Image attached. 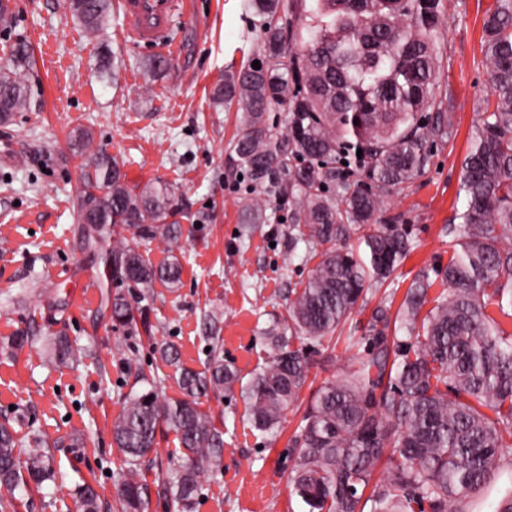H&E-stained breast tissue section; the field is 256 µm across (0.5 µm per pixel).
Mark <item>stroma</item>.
Wrapping results in <instances>:
<instances>
[{
  "label": "stroma",
  "mask_w": 512,
  "mask_h": 512,
  "mask_svg": "<svg viewBox=\"0 0 512 512\" xmlns=\"http://www.w3.org/2000/svg\"><path fill=\"white\" fill-rule=\"evenodd\" d=\"M194 17L173 35L184 51L152 72V52L123 42L121 13H113L105 41L89 38L63 0H9L14 35L0 32V55L14 36L32 48L29 74L35 110L0 121V423L19 438L40 435L55 460L56 479L41 490L17 489L12 512H77L74 491L94 483L101 512H122L114 487L123 458L112 442V423L123 396L145 392L155 375L167 397L179 395L175 370L154 352L169 343L183 367L200 371L217 334L224 361L242 381L270 360L263 330L286 317L288 302L320 260L305 243H291L292 202L269 198L266 222L244 225L242 204L251 196L233 143L240 114L214 107L212 93L227 73L261 58L262 20L248 0H192ZM495 0H448L440 44L441 87L454 98L451 137L430 143L424 171L383 200L377 225L395 224L411 249L391 282L373 286L331 341L307 349L311 368L300 396L283 416V431H255L240 394L203 400L223 434L220 457L200 478L193 512H307L290 483L292 436L312 395L346 366L347 337L362 336L385 296L401 303L420 271L446 265L448 226L463 199L461 162L489 92L483 17ZM109 72H100L102 50ZM89 131L93 146L115 157L130 184L162 180L175 192L177 242L157 240L146 254L158 265L178 260L181 284L135 289L107 282L103 265L83 250L74 232L73 199L86 155L70 136ZM94 282L85 293V282ZM119 294L146 308L149 326L129 333L102 314L104 294ZM217 316L209 331L208 316ZM27 336L22 349L6 347ZM68 337L77 353L52 358L55 337ZM177 440L166 436L139 469L147 484L148 512H179L159 499L158 464L176 462Z\"/></svg>",
  "instance_id": "obj_1"
}]
</instances>
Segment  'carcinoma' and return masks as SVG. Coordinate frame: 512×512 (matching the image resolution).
<instances>
[{"instance_id": "obj_1", "label": "carcinoma", "mask_w": 512, "mask_h": 512, "mask_svg": "<svg viewBox=\"0 0 512 512\" xmlns=\"http://www.w3.org/2000/svg\"><path fill=\"white\" fill-rule=\"evenodd\" d=\"M65 5L89 35L109 25L112 0ZM249 8L267 19L259 35L260 68L249 63L226 74L212 96L214 106L242 111L234 151L257 190L244 211L250 220H264V198L286 191L296 200L293 229L309 247L322 248L288 319L263 331L270 364L241 387L251 426L275 436L310 368L308 353L293 341L329 339L370 285L388 280L406 258L402 229L375 227L374 215L384 196L424 169L428 138L451 135L453 98L446 106L437 100L445 0H315L306 11L300 54L289 64L281 0H250ZM483 29L492 100L461 163L464 205L449 227L452 254L435 269L447 290L430 297L434 282L422 272L396 314L387 300L379 302L366 328L367 349L349 337L353 365L320 387L293 439L290 484L308 512H467V498L512 458V332L500 321L512 318V0H496ZM31 69V47L15 41L0 65V120L31 109ZM274 104L289 112L279 136L266 123ZM430 109L436 116L424 126L420 113ZM291 157L303 166L289 169ZM351 157L361 176L356 181L336 167ZM73 206L85 244L112 260V279L136 288L179 286L178 259L155 266L140 252L181 231L168 222L174 215L168 183L131 187L118 162L98 150L85 165ZM357 226L364 229L358 253L344 246ZM104 307L129 330L146 318L121 295L106 297ZM392 329L406 340L390 335ZM157 353L179 369L180 397L153 389L124 396L112 426L126 465L117 494L123 512H145L148 488L135 472L164 428L183 452L182 464L163 476L161 492L181 512H192L200 474L224 446L201 399L233 391L240 377L218 348L202 371L180 367L172 345ZM29 443L23 461L22 441L0 424L1 488H39L54 480L52 456L40 450L37 435ZM76 496L83 512H98L91 484Z\"/></svg>"}]
</instances>
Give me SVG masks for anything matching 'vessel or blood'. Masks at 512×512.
Wrapping results in <instances>:
<instances>
[{"instance_id":"1","label":"vessel or blood","mask_w":512,"mask_h":512,"mask_svg":"<svg viewBox=\"0 0 512 512\" xmlns=\"http://www.w3.org/2000/svg\"><path fill=\"white\" fill-rule=\"evenodd\" d=\"M115 6L126 21L125 36L134 44L150 48L161 60L180 56V41L170 32L178 14L184 13L182 0H116Z\"/></svg>"}]
</instances>
